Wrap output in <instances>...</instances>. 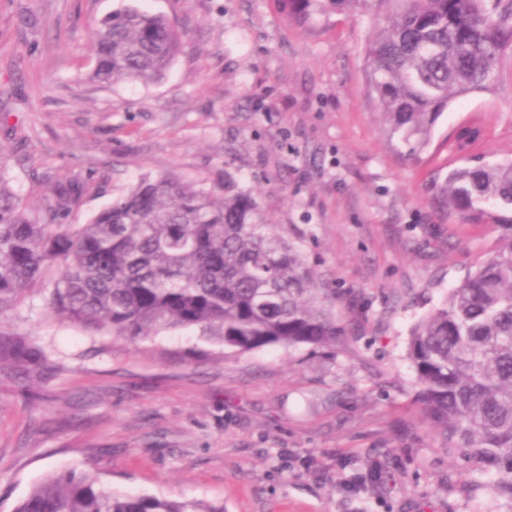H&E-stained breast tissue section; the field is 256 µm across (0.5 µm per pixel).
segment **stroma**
Here are the masks:
<instances>
[{
  "mask_svg": "<svg viewBox=\"0 0 512 512\" xmlns=\"http://www.w3.org/2000/svg\"><path fill=\"white\" fill-rule=\"evenodd\" d=\"M166 15L183 48L155 82L89 78L90 40L125 7ZM376 10L296 25L276 0H0L1 176L42 213L55 179L87 223L141 178L226 182L303 252L336 343L243 355L196 329L137 343L60 322L31 294L0 329L54 364L0 371V512L49 474L224 512H512L494 472L446 448L407 357L413 326L498 245L493 224L435 206L433 171L469 152L512 159V49L490 89L451 101L411 157L367 90Z\"/></svg>",
  "mask_w": 512,
  "mask_h": 512,
  "instance_id": "35a3bbf8",
  "label": "stroma"
}]
</instances>
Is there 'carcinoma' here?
Returning a JSON list of instances; mask_svg holds the SVG:
<instances>
[{
  "instance_id": "1",
  "label": "carcinoma",
  "mask_w": 512,
  "mask_h": 512,
  "mask_svg": "<svg viewBox=\"0 0 512 512\" xmlns=\"http://www.w3.org/2000/svg\"><path fill=\"white\" fill-rule=\"evenodd\" d=\"M302 26L315 14L372 5L385 21L365 53L368 90L387 132L411 155L448 102L487 90L491 64L512 48V0H277ZM182 34L163 14L114 11L92 35L90 79L145 83L173 63ZM429 188L465 224H496L500 245L409 343L427 419L444 445L497 474L512 501V162L473 159ZM44 219L0 177V316L34 286L59 320L130 341L197 329L237 354L324 346L346 333L333 300L296 244L251 194L174 175L144 177L85 224H64L80 189L57 181ZM45 353L0 331V369L40 372ZM13 512H224L193 500L120 494L90 472L53 473Z\"/></svg>"
}]
</instances>
